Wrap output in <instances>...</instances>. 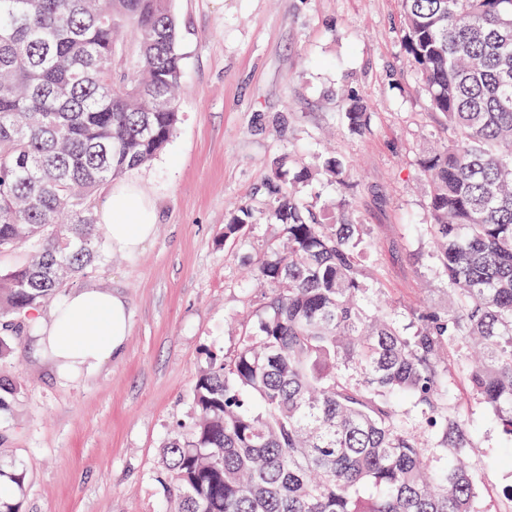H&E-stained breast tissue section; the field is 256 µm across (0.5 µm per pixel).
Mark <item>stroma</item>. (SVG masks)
<instances>
[{
	"label": "stroma",
	"instance_id": "obj_1",
	"mask_svg": "<svg viewBox=\"0 0 512 512\" xmlns=\"http://www.w3.org/2000/svg\"><path fill=\"white\" fill-rule=\"evenodd\" d=\"M180 28L179 122L165 149L128 171L157 206V233L132 256L101 243L75 287L122 297L131 331L121 358L60 380L26 324L0 378L21 392L0 413V463L25 465L22 512H166L161 447L194 416V381L237 348L262 297L247 272L274 239L267 223L225 238L237 206L270 195L272 163L333 153L345 185L320 179L303 209L365 228L373 296L401 309L448 306L421 224L418 159L446 139L402 49L401 0H173ZM365 130L343 123L347 94ZM457 405L474 434L477 512H512L507 442L491 411Z\"/></svg>",
	"mask_w": 512,
	"mask_h": 512
}]
</instances>
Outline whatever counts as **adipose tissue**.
I'll use <instances>...</instances> for the list:
<instances>
[{"mask_svg":"<svg viewBox=\"0 0 512 512\" xmlns=\"http://www.w3.org/2000/svg\"><path fill=\"white\" fill-rule=\"evenodd\" d=\"M113 252L132 255L156 232L153 201L132 180L117 182L97 213ZM38 344L53 362L57 376L75 380L95 373L120 357L130 329L126 302L106 288L71 292L49 318H35Z\"/></svg>","mask_w":512,"mask_h":512,"instance_id":"1","label":"adipose tissue"}]
</instances>
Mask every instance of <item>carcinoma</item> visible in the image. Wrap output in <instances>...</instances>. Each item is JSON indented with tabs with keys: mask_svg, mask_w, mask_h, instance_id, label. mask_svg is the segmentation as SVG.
<instances>
[{
	"mask_svg": "<svg viewBox=\"0 0 512 512\" xmlns=\"http://www.w3.org/2000/svg\"><path fill=\"white\" fill-rule=\"evenodd\" d=\"M403 47L448 140L419 160L444 311L368 305L361 224H325L293 189L346 165L276 162L278 243L252 270L263 302L236 350L196 379L192 423L163 449L173 512H476L456 370L512 442V0H402ZM171 0H0V359L18 319L100 246V189L152 161L178 120ZM344 118L365 126L353 94ZM246 204L226 225L253 223ZM419 413L407 424L400 404ZM21 512L27 469L0 468Z\"/></svg>",
	"mask_w": 512,
	"mask_h": 512,
	"instance_id": "obj_1",
	"label": "carcinoma"
}]
</instances>
